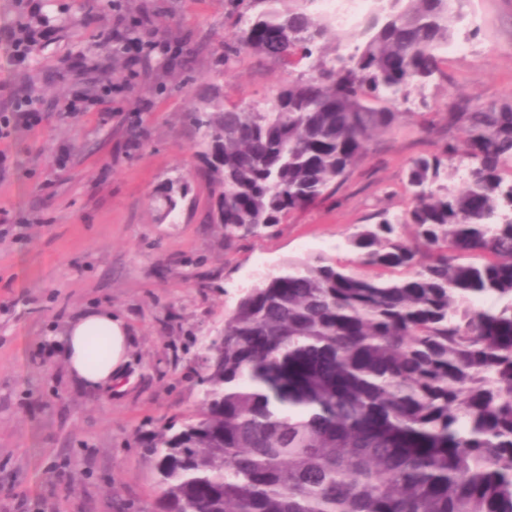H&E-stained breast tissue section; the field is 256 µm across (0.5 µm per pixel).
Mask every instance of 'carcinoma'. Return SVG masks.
<instances>
[{
  "label": "carcinoma",
  "mask_w": 512,
  "mask_h": 512,
  "mask_svg": "<svg viewBox=\"0 0 512 512\" xmlns=\"http://www.w3.org/2000/svg\"><path fill=\"white\" fill-rule=\"evenodd\" d=\"M462 2L380 0L331 49L304 9L237 13L224 65L249 51L305 69L263 108L209 92L189 112L224 240L334 196L441 73ZM446 121L465 138L409 159L407 209L351 240L403 279L318 257L241 297L200 409L148 448L158 512H512V99Z\"/></svg>",
  "instance_id": "obj_1"
}]
</instances>
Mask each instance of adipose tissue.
I'll list each match as a JSON object with an SVG mask.
<instances>
[{
	"mask_svg": "<svg viewBox=\"0 0 512 512\" xmlns=\"http://www.w3.org/2000/svg\"><path fill=\"white\" fill-rule=\"evenodd\" d=\"M107 336L109 349L96 366H88L90 336ZM131 337L125 322L111 313L91 310L71 321L64 332L65 368L80 385L94 389H111L113 379L124 372L129 361Z\"/></svg>",
	"mask_w": 512,
	"mask_h": 512,
	"instance_id": "adipose-tissue-1",
	"label": "adipose tissue"
}]
</instances>
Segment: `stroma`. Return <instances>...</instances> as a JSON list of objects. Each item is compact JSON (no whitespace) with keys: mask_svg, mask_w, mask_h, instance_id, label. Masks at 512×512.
Returning <instances> with one entry per match:
<instances>
[{"mask_svg":"<svg viewBox=\"0 0 512 512\" xmlns=\"http://www.w3.org/2000/svg\"><path fill=\"white\" fill-rule=\"evenodd\" d=\"M120 4L0 0V114L37 115L0 137V512H154L145 443L199 408V357L243 294L291 261L351 265L361 226L407 208L406 161L460 138L448 109L512 94V0H468L453 28L478 53L441 56L442 79L400 105L398 127L367 143L333 198L229 244L205 220L201 134L188 114L208 87L246 106L298 72L250 52L225 65L233 0ZM140 15L150 22L138 64L88 53ZM33 19L44 35L21 64L9 37ZM89 69L108 86L95 98ZM184 183L175 218H162L166 188ZM326 239L338 249L322 251ZM87 309L130 329L126 370L106 391L64 366V328Z\"/></svg>","mask_w":512,"mask_h":512,"instance_id":"35a3bbf8","label":"stroma"}]
</instances>
